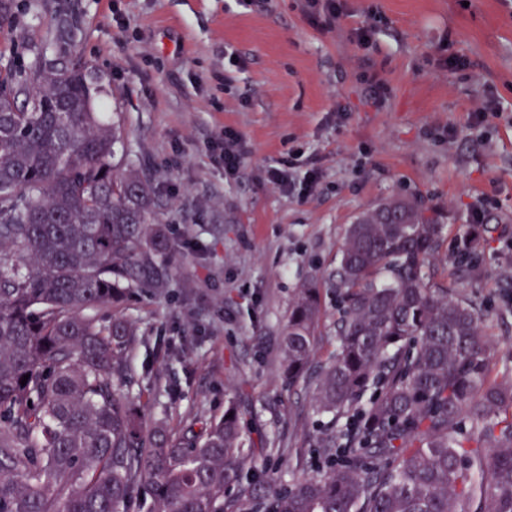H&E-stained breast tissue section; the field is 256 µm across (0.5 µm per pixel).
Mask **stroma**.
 <instances>
[{
  "label": "stroma",
  "instance_id": "stroma-1",
  "mask_svg": "<svg viewBox=\"0 0 512 512\" xmlns=\"http://www.w3.org/2000/svg\"><path fill=\"white\" fill-rule=\"evenodd\" d=\"M0 69L28 77L40 50L98 76V111L122 115L118 154L145 164L180 253L161 299L134 291L121 309L138 340L126 358L150 418L181 428L244 402L250 434L277 440L263 477L291 485L314 472L322 422L312 384L289 382L281 340L294 288L325 277L349 224L389 198L419 201L443 224L425 267L454 284L484 319L492 375L512 362V0H344L319 30L299 0H6ZM383 18L367 48L351 31ZM68 18L76 37L58 39ZM469 61L458 70L454 58ZM496 96L503 116L475 127L471 109ZM246 154L224 173V131ZM296 154L323 177L304 200L269 183ZM483 203L486 242L462 246ZM481 279L468 276L471 266Z\"/></svg>",
  "mask_w": 512,
  "mask_h": 512
}]
</instances>
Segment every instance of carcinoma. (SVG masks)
Instances as JSON below:
<instances>
[{"mask_svg": "<svg viewBox=\"0 0 512 512\" xmlns=\"http://www.w3.org/2000/svg\"><path fill=\"white\" fill-rule=\"evenodd\" d=\"M88 76L40 56L0 95V512H512V368L490 377L479 309L426 276L443 225L410 199L361 214L331 274L325 472L289 490L253 474L269 440L245 434L235 397L184 433L147 423L124 356L136 328L91 310L169 294L175 251ZM319 321L317 285L295 289L290 383Z\"/></svg>", "mask_w": 512, "mask_h": 512, "instance_id": "1", "label": "carcinoma"}]
</instances>
